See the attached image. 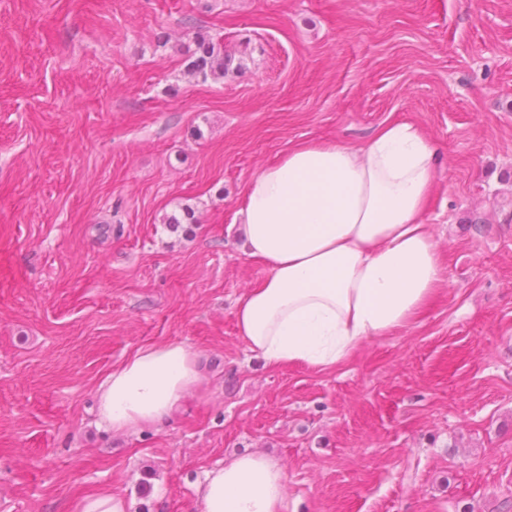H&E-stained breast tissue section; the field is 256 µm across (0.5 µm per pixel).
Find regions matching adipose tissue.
Segmentation results:
<instances>
[{"instance_id":"adipose-tissue-1","label":"adipose tissue","mask_w":512,"mask_h":512,"mask_svg":"<svg viewBox=\"0 0 512 512\" xmlns=\"http://www.w3.org/2000/svg\"><path fill=\"white\" fill-rule=\"evenodd\" d=\"M439 153L395 120L359 145L301 141L245 185V248L268 275L235 302L239 337L268 364L327 371L367 342L410 326L443 285L426 214ZM204 376L181 343L150 345L113 367L98 424L134 434L172 417ZM202 512H283V468L259 452L226 458L197 487Z\"/></svg>"}]
</instances>
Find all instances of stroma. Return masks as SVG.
Instances as JSON below:
<instances>
[{
	"label": "stroma",
	"mask_w": 512,
	"mask_h": 512,
	"mask_svg": "<svg viewBox=\"0 0 512 512\" xmlns=\"http://www.w3.org/2000/svg\"><path fill=\"white\" fill-rule=\"evenodd\" d=\"M200 27L224 78L186 73ZM396 119L440 150L438 296L336 369L266 364L233 316L267 275L244 185ZM171 342L207 384L100 428L107 372ZM256 450L287 512H512V0H0V512H201ZM78 512H126L124 501L103 491L86 503L78 505Z\"/></svg>",
	"instance_id": "obj_1"
}]
</instances>
